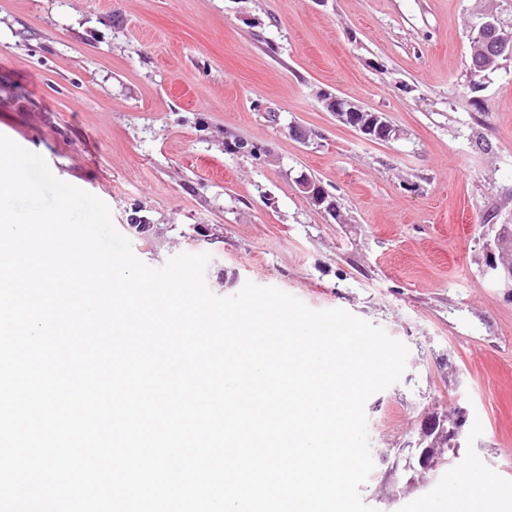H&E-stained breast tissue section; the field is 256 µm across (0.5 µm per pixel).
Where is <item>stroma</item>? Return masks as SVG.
Returning a JSON list of instances; mask_svg holds the SVG:
<instances>
[{
	"mask_svg": "<svg viewBox=\"0 0 512 512\" xmlns=\"http://www.w3.org/2000/svg\"><path fill=\"white\" fill-rule=\"evenodd\" d=\"M489 9L512 27V0H0V132L105 202L139 260L206 252L216 295L275 287L407 345L365 406L378 512H451L476 459L512 481V285L485 265L512 224V60L468 90ZM320 89L399 138L338 123ZM303 173L344 223L301 195ZM433 410L464 411L465 443L415 481Z\"/></svg>",
	"mask_w": 512,
	"mask_h": 512,
	"instance_id": "1",
	"label": "stroma"
}]
</instances>
